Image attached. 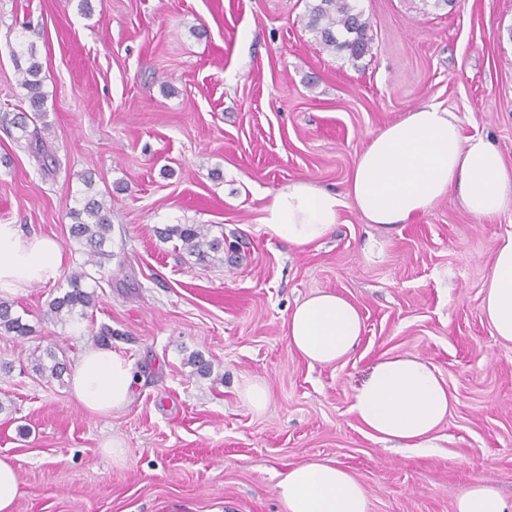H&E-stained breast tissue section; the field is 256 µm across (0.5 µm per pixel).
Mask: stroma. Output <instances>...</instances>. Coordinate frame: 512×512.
Listing matches in <instances>:
<instances>
[{
	"instance_id": "stroma-1",
	"label": "stroma",
	"mask_w": 512,
	"mask_h": 512,
	"mask_svg": "<svg viewBox=\"0 0 512 512\" xmlns=\"http://www.w3.org/2000/svg\"><path fill=\"white\" fill-rule=\"evenodd\" d=\"M359 5L373 49L353 61L322 50L305 0H91L88 14L77 0H0V224L56 238L69 272L83 261L68 239L83 178L112 198L91 319L43 320L55 283L11 296L33 328L0 336L15 512H285L279 475L311 459L351 472L370 512H456L481 479L512 501V343L480 309L512 208L479 220L452 193L390 229L347 208L303 249L260 224L288 183L344 192L371 139L427 104L512 165V0ZM22 35L42 64L47 145L61 162L49 176L6 122L28 108L12 53ZM173 224L223 227V256L195 261L159 237ZM319 290L364 324L352 355L327 366L283 335L295 303ZM104 324L139 376L134 401L108 416L74 399L70 375L49 382L30 366L38 347L75 366ZM195 353L208 375L189 364ZM407 355L433 364L456 399L428 450L371 438L350 410L377 361ZM250 381L268 387L264 412L239 394Z\"/></svg>"
}]
</instances>
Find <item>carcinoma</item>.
Instances as JSON below:
<instances>
[{
  "mask_svg": "<svg viewBox=\"0 0 512 512\" xmlns=\"http://www.w3.org/2000/svg\"><path fill=\"white\" fill-rule=\"evenodd\" d=\"M304 20L305 27L327 50L345 52L353 59H360L372 51V37L368 34L370 23L359 7V0H306ZM13 56L31 112L15 114L10 124L18 131L17 139L27 142L42 170L49 174L56 171L57 159L49 152L43 138L49 124L44 121L42 66L36 59L34 44L24 38L18 40ZM35 119L42 121V127L29 128V122ZM83 184L85 191L75 199L76 206L69 211L73 220L69 236L79 245L84 260L67 277V289L54 297L43 312V319L51 322H78L88 317L96 306V288L100 287V280L92 276L87 267L101 269L112 259V252L107 250L112 233V201L93 191L92 179H83ZM167 235L177 237L182 250L198 261L224 249V236L212 234L211 227L204 224L176 225L167 230ZM31 332V326L14 310V303L0 298V335L25 337ZM30 360L32 370L47 380L61 379L66 370L65 363L51 349L33 351Z\"/></svg>",
  "mask_w": 512,
  "mask_h": 512,
  "instance_id": "1",
  "label": "carcinoma"
}]
</instances>
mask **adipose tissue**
Instances as JSON below:
<instances>
[{
  "mask_svg": "<svg viewBox=\"0 0 512 512\" xmlns=\"http://www.w3.org/2000/svg\"><path fill=\"white\" fill-rule=\"evenodd\" d=\"M453 191L470 215L494 218L512 206V166L485 139L463 137L451 112L425 105L371 139L345 193L289 183L271 195L260 222L270 237L301 249L329 238L345 207H354L368 223L392 228ZM64 264L55 238L0 224V293L52 283ZM481 309L494 335L512 342V235L495 249ZM362 333L358 309L333 291L297 303L284 324L289 346L312 364L331 365L351 355ZM138 380L131 361L96 345L82 352L71 386L82 407L107 415L131 404ZM453 405L436 368L415 355L373 365L354 389L350 409L371 437L424 449ZM276 493L285 512H369L362 484L333 461L293 466L277 482ZM456 512H512V503L482 480L461 493Z\"/></svg>",
  "mask_w": 512,
  "mask_h": 512,
  "instance_id": "obj_1",
  "label": "adipose tissue"
}]
</instances>
